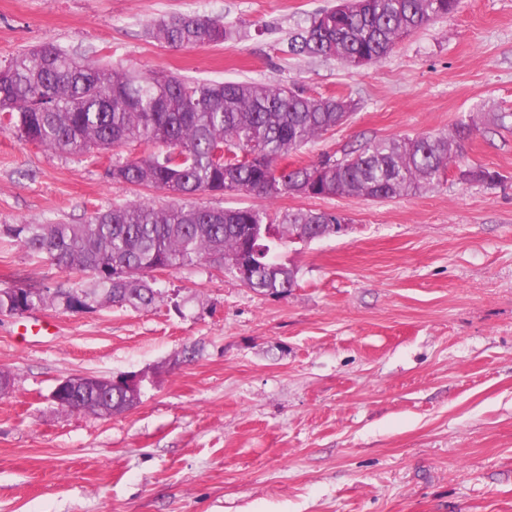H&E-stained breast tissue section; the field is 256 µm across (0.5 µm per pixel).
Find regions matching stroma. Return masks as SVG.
Masks as SVG:
<instances>
[{"mask_svg": "<svg viewBox=\"0 0 512 512\" xmlns=\"http://www.w3.org/2000/svg\"><path fill=\"white\" fill-rule=\"evenodd\" d=\"M334 3L0 0V66L52 42L89 63L353 100L293 164L473 120L462 162L500 175L463 183L452 171L384 201L278 198L275 210L349 226L276 250L299 270L282 296L197 260L154 272L153 309L0 314V373L13 382L0 394V512H512V127L489 121L512 112V0H462L373 65L290 54L289 37ZM179 15L236 34L192 49L150 38L155 20ZM110 155L0 131V227L175 204L108 179ZM24 276L53 292L84 279L0 236V288ZM131 371L148 379L122 414L50 398L64 377Z\"/></svg>", "mask_w": 512, "mask_h": 512, "instance_id": "stroma-1", "label": "stroma"}]
</instances>
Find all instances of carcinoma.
I'll return each instance as SVG.
<instances>
[{"label": "carcinoma", "mask_w": 512, "mask_h": 512, "mask_svg": "<svg viewBox=\"0 0 512 512\" xmlns=\"http://www.w3.org/2000/svg\"><path fill=\"white\" fill-rule=\"evenodd\" d=\"M461 0H365L357 11L324 9L288 42L293 55L335 57L360 67L386 58L396 42L454 13ZM151 34L172 48L205 47L232 34L208 16H172ZM355 110L343 96L312 98L292 87L241 81H195L172 73L84 63L43 43L0 66V130L48 150L82 154L127 144L160 149L112 160L106 175L182 198L200 192H247L269 203L299 189L308 197L384 200L433 190L447 181L474 131L374 139L336 159L290 166L288 156L342 125ZM481 166L458 171L465 183L496 181ZM344 217L268 206L214 209L192 203L156 208L142 202L98 209L82 224H11L0 234L30 254L88 277L52 300L66 309H148L162 300L148 275L195 260L256 252L243 283L283 295L298 285L296 268L277 262L265 225L280 242L331 235ZM49 288L29 278L0 289V312L46 303ZM141 391L79 385L69 412L111 416L132 409Z\"/></svg>", "instance_id": "cac0c4a2"}]
</instances>
